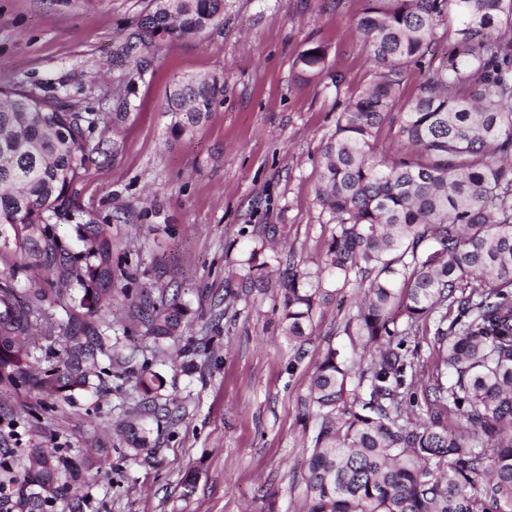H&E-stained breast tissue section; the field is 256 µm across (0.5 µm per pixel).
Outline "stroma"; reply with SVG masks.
Listing matches in <instances>:
<instances>
[{"mask_svg": "<svg viewBox=\"0 0 512 512\" xmlns=\"http://www.w3.org/2000/svg\"><path fill=\"white\" fill-rule=\"evenodd\" d=\"M149 3L0 0V86L86 119L90 161L53 230L75 253L78 225H103L119 283L103 315L106 353L85 390L67 399L0 383V460L12 465L17 497L29 490L27 449L78 464L79 484L49 512H68L74 492L83 512H299L314 432L310 376L329 345L360 360V341L345 332L359 290L348 285L322 305L298 349L282 330L276 274L250 288L239 273L260 245L269 261L323 258L334 223L315 201L322 149L342 103L371 77L355 30L363 2L224 0L223 24L115 65L118 35ZM315 46L326 69L310 77L296 60ZM204 74L223 77V104L191 137L172 135L174 80ZM14 286L21 299L36 288L50 298L32 327L30 371L41 375L59 364L58 335L83 315L79 287L53 269ZM145 295L178 300L181 337L147 335L136 315ZM146 368L164 380L152 411L135 389ZM130 422L147 430L136 455L121 435Z\"/></svg>", "mask_w": 512, "mask_h": 512, "instance_id": "1", "label": "stroma"}]
</instances>
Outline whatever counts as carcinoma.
I'll return each mask as SVG.
<instances>
[{"label": "carcinoma", "mask_w": 512, "mask_h": 512, "mask_svg": "<svg viewBox=\"0 0 512 512\" xmlns=\"http://www.w3.org/2000/svg\"><path fill=\"white\" fill-rule=\"evenodd\" d=\"M224 19V0H151L118 45L150 50L196 36ZM356 28L373 64L368 83L345 101L322 153L315 199L335 221L322 265L291 258L280 272L282 328L307 340L316 310L354 282L363 302L349 336L369 366L354 370L329 346L310 379L316 429L303 512H512V0H364ZM452 36L448 52L437 43ZM302 52V71L325 69V50ZM431 70L404 94L411 67ZM224 101V81L185 76L167 97L176 136L190 135ZM85 117L21 89L0 88V260L20 258L0 284V381L21 379L67 397L88 387L104 353L112 298V236L85 224L83 249L65 254L49 221L70 206L69 188L86 169ZM397 145L376 154L384 125ZM243 262L251 284L266 262ZM81 286L84 318L68 332L61 366L29 370L30 328L48 301L21 304L12 281L57 258ZM154 341L180 335L177 302L138 308ZM425 325L438 348L420 421L415 354L409 337ZM137 389L163 388L143 372ZM131 451L146 447L129 425ZM78 468L32 448L24 472L45 491ZM46 512L49 500L24 494L13 504Z\"/></svg>", "instance_id": "cac0c4a2"}]
</instances>
